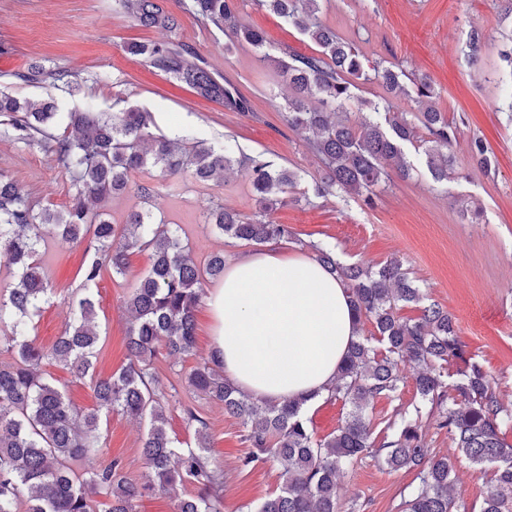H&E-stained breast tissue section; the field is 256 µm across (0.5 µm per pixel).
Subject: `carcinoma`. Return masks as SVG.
Here are the masks:
<instances>
[{"label":"carcinoma","instance_id":"carcinoma-1","mask_svg":"<svg viewBox=\"0 0 512 512\" xmlns=\"http://www.w3.org/2000/svg\"><path fill=\"white\" fill-rule=\"evenodd\" d=\"M115 10L143 27L178 28L177 14L161 0H114ZM322 0H260L278 17L296 27L317 46L310 54H270L266 33L243 24L234 0H176L183 13L213 26L232 41L250 45L262 63H274L288 74L292 97L285 122L306 134L308 145L323 164L315 186L319 197L371 200L373 189L389 179V168L408 178L414 165L405 148L425 156L436 182L448 179L454 167L461 126L448 121L436 106V92L426 81L406 85L402 73L367 58L352 43L323 26ZM127 55L192 88L232 112H249L239 90L210 71L203 57L175 41L132 42ZM72 73L32 64L16 78L32 84L50 82L68 87ZM382 83L388 96L379 102L355 93L354 80ZM354 104L357 113L342 109ZM4 134L19 143L48 145L71 183L69 205L62 210L38 206L0 173V257L17 280L0 289V512H137L145 496L170 495L177 485L196 487L180 498L176 512H224V471L212 458L207 421L194 409H182L194 428V444L181 448L167 431L173 405L160 390L152 367L160 352L172 357L194 354L196 310L206 295V281L224 277V255L211 256L200 269L185 251L180 225L168 224L149 209L131 212L114 224L106 204L123 193L130 176L153 169L163 178L189 175L208 183L243 168L263 214L252 217L210 202L205 221L233 239L255 244L290 240L293 232L267 213L282 204V194L295 184L286 167L261 155H235L229 145L188 141L178 132H154L151 112L131 106L123 112H102L94 102L59 112L53 102H35L0 92ZM468 154L474 165L489 171L494 158L483 141L472 139ZM52 238L60 244L86 243L80 267L81 287L72 294V316L49 347L38 342L34 318L54 295L40 260V247ZM147 250L151 266L127 297L132 313L126 342L127 363L107 377L96 373L102 341L97 330L96 290L108 269L123 275L130 250ZM317 261L336 275L353 304L359 331L339 367L328 398L341 400L349 412L336 433L318 439L300 404H261L224 379L216 354L198 363L186 376L195 391L224 404V412L245 429L251 451L240 458L247 469L259 461L279 469L280 485L256 512H338L341 477L365 457L391 471L415 472L416 484L401 497L398 512H467L460 509L453 478L454 462L428 448L423 418L435 419L456 451L475 467L491 469L493 485L478 512H512V444L502 437L512 429V409L492 386L483 364L460 340L453 318L425 295L396 258L374 266L344 264L333 249L313 246ZM421 306L420 317L399 316L402 306ZM374 332L361 334L365 323ZM47 363L65 367L88 383L95 405L74 406L57 380L41 371ZM414 364L413 411L395 414L381 439L374 437L370 416L375 401L390 398L402 382L400 365ZM113 413L147 422L141 456L148 476L133 482L119 458L103 464L101 427ZM83 463L76 473L70 463Z\"/></svg>","mask_w":512,"mask_h":512}]
</instances>
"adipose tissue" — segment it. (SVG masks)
Instances as JSON below:
<instances>
[{
  "label": "adipose tissue",
  "instance_id": "obj_1",
  "mask_svg": "<svg viewBox=\"0 0 512 512\" xmlns=\"http://www.w3.org/2000/svg\"><path fill=\"white\" fill-rule=\"evenodd\" d=\"M206 303L225 379L262 403L306 408L327 396L356 338L346 289L301 255L234 259Z\"/></svg>",
  "mask_w": 512,
  "mask_h": 512
}]
</instances>
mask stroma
<instances>
[{
  "instance_id": "obj_1",
  "label": "stroma",
  "mask_w": 512,
  "mask_h": 512,
  "mask_svg": "<svg viewBox=\"0 0 512 512\" xmlns=\"http://www.w3.org/2000/svg\"><path fill=\"white\" fill-rule=\"evenodd\" d=\"M113 4L114 0H0V44L11 48L0 55V91L23 98H54L65 110L83 107L90 99L105 112L137 105L152 112L162 131L186 128L196 138L217 145L231 143L241 152L261 153L275 165L290 167L296 185L288 190L274 218L288 225L295 238L282 242V249L305 255L310 242L323 241L332 244L346 263L375 264L400 257L428 301L452 314L468 352L489 372L502 402L512 405V121L504 109L512 71L499 59L504 37L512 32V17L504 16L499 0H324L320 13L324 25L354 43L369 61L398 66L408 79L431 83L440 110L463 123L454 148L457 166L447 181L435 182L420 164L412 177L394 176L388 186L377 188L370 206L360 200L316 196L314 187L323 168L308 143L284 121L288 83L279 70L259 62L250 46L229 44L222 32L202 26L186 13L173 36L250 100L251 111L232 112L127 56L128 42H163L172 36L162 29L138 26L117 13ZM236 4L242 22L266 31L275 50L314 51L313 43L257 0H236ZM474 30L483 39L475 65L464 53ZM35 62L70 70L71 89L19 80L18 72ZM103 74L108 75L109 85L99 84ZM475 138L483 140L496 160L491 171L467 162L468 144ZM0 173L37 204L61 210L69 203V176L43 145L27 146L0 134ZM145 182L156 188L154 213L181 226L198 267H205L218 252L230 259L255 251V244L220 235L204 218L211 199L246 215L258 212L257 197L243 171L228 172L208 184L188 177L165 180L155 172L134 173L128 191L107 205L113 223H124L129 212L143 208L137 187ZM466 208L479 210V218L464 220ZM83 259V247L52 242L45 246L43 266L58 293L44 305L37 321L43 344L53 343L70 315L67 296L80 284ZM149 266L148 252H131L125 275L108 272L98 284V321L104 337L97 361L100 374L115 372L126 362L125 301ZM212 325L207 308L198 306L195 355L175 358L162 353L154 361L161 388L177 389L180 401L167 429L179 441H193L194 431L184 423L181 409L195 408L210 426L212 455L224 470V512H255L278 488L277 468L267 463L241 469L239 459L247 450L242 425L185 380L199 356L211 349ZM402 375L391 398L375 401V425L384 426L396 410L418 404L413 368L403 367ZM143 433L142 424L120 414L111 416L104 431L107 458L122 459L128 477L136 482L146 474L140 455ZM412 480L410 473L391 471L364 458L341 480V512H397L400 492ZM491 486L490 474L466 459L458 460L460 504L469 510L480 505Z\"/></svg>"
}]
</instances>
